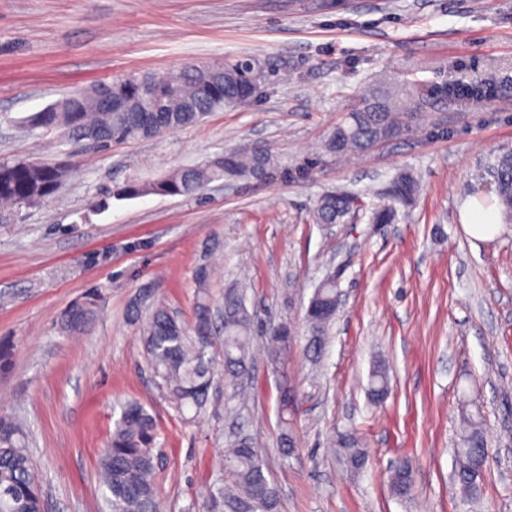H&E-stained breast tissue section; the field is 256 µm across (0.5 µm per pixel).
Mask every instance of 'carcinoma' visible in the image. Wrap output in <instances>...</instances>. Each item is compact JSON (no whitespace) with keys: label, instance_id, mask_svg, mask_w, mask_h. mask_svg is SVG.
<instances>
[{"label":"carcinoma","instance_id":"1","mask_svg":"<svg viewBox=\"0 0 512 512\" xmlns=\"http://www.w3.org/2000/svg\"><path fill=\"white\" fill-rule=\"evenodd\" d=\"M255 73L247 62L224 66L183 65L158 78L152 75L125 78L112 83V97L121 101L124 112H103L96 89L73 92L53 106L31 116L30 121L61 136L85 142L91 148L112 143L149 139L200 123L211 112L249 104L243 90ZM425 106L424 94L404 85L380 81L379 90L351 106L347 117L324 140L323 149L338 158L368 151L381 141L392 140L409 128ZM277 165L266 150L240 148L201 165L172 171L161 180L129 183L118 191L123 197L145 193L197 196L211 182L224 178L263 179L273 175ZM75 164L59 160H1L0 203L10 206L36 205L55 196L74 171ZM497 206L505 223H512V152L496 159L493 168ZM419 181L410 171L399 173L392 182L391 197L409 202L419 192ZM358 196L344 189L326 192L313 212L315 224H338L363 209ZM397 212L391 206L371 208L370 223L391 224ZM101 295L94 291L71 305L61 317L62 329L70 332L87 327L94 319ZM305 322L308 350L321 353L329 328L336 317V278L328 275L314 290ZM223 340L215 348L216 331L211 307L198 302L193 328L183 325L165 307L130 306L133 320L148 311L142 329L150 368L161 380L168 402L180 414L192 411L188 421L196 420L209 403V390L217 361H222L224 376L233 381L249 369V356L258 327L245 303L240 286L224 290ZM269 364L274 371L284 368L295 346L296 332L288 324L261 329ZM368 393L375 402L389 393L384 364H377L369 378ZM279 415L283 432L280 455L293 454L295 445L288 428L294 415L293 397L288 382L280 391ZM158 437L155 417L140 403L127 402L115 421L112 435L99 460V476L107 493L110 512H159L160 493L155 482ZM352 469L365 465V452L355 438H341ZM231 481L211 489L209 500L220 504L223 512H279L280 497L258 449L242 437L233 441L224 454ZM455 475L471 497L480 491L478 471L486 467L488 443L479 423L463 416L459 442L455 448ZM391 485L400 495L413 486L412 467L407 461L395 466ZM0 512H43V501L35 467L24 442L22 427L0 417Z\"/></svg>","mask_w":512,"mask_h":512}]
</instances>
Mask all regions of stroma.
Returning <instances> with one entry per match:
<instances>
[{
  "label": "stroma",
  "mask_w": 512,
  "mask_h": 512,
  "mask_svg": "<svg viewBox=\"0 0 512 512\" xmlns=\"http://www.w3.org/2000/svg\"><path fill=\"white\" fill-rule=\"evenodd\" d=\"M238 60L260 75L248 107L156 138L96 150L27 122L101 82ZM383 74L423 90L421 118L365 154L323 153ZM491 77L501 82L495 97L448 93ZM249 146L276 158L273 178L221 179L195 197L105 195ZM509 149L512 0H0V160L79 162L56 196L0 218V340L12 348L0 415L24 426L44 512H108L98 463L131 400L157 420L161 512H199L228 476L224 450L237 431L259 448L280 512H512V224L476 240L461 218L469 199H494L487 169ZM403 170L420 191L395 223L364 212L311 222L318 199L339 187L389 202ZM209 263L202 289L197 272ZM334 269L342 303L314 361L305 313ZM235 281L258 323L297 328L290 364L275 373L254 339L248 400L216 374L206 413L185 422L147 367L129 306L148 288L190 325L200 299L219 305ZM93 288L102 304L91 327L62 331V311ZM380 361L390 391L376 406L367 388ZM284 379L297 445L286 459L277 451ZM465 410L488 439L474 499L455 478ZM346 433L367 452L361 470L338 444ZM402 460L413 467L406 496L389 483Z\"/></svg>",
  "instance_id": "1"
}]
</instances>
